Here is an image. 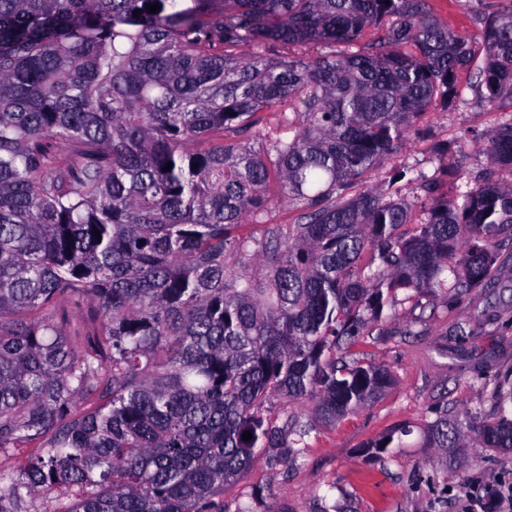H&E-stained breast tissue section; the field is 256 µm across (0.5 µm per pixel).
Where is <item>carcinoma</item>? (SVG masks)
I'll return each mask as SVG.
<instances>
[{
    "label": "carcinoma",
    "instance_id": "1",
    "mask_svg": "<svg viewBox=\"0 0 512 512\" xmlns=\"http://www.w3.org/2000/svg\"><path fill=\"white\" fill-rule=\"evenodd\" d=\"M270 41L330 51L273 63ZM474 65L483 106L512 94V0L478 37L426 0H0V454L35 444L0 473V512L58 489L71 501L47 512H224L260 458L300 455L307 429L273 398L326 423L378 399L389 372L350 348L397 291L460 298L512 250V122L478 135L490 167L453 171L451 195L410 167L407 196L351 194ZM271 111L293 117L238 139ZM273 179L300 220L242 234ZM421 433L512 448V409L476 428L443 410Z\"/></svg>",
    "mask_w": 512,
    "mask_h": 512
}]
</instances>
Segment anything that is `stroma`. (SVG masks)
Instances as JSON below:
<instances>
[{
    "instance_id": "35a3bbf8",
    "label": "stroma",
    "mask_w": 512,
    "mask_h": 512,
    "mask_svg": "<svg viewBox=\"0 0 512 512\" xmlns=\"http://www.w3.org/2000/svg\"><path fill=\"white\" fill-rule=\"evenodd\" d=\"M500 0H428L431 16L461 32L480 33L483 19ZM457 83L462 103L439 108L421 121L431 139L411 137L373 177L382 180L402 164L430 173L437 168L478 171L489 160L470 140L512 119V97L496 107L476 102V73L462 71ZM456 139L461 153L438 157L433 139ZM363 364L384 366L392 386L377 401L327 425L311 402L275 398L272 416L301 417L309 433L296 465H257L224 489L227 512L242 503L252 512H464V491L474 482L512 481V450L465 448L444 459L436 448L421 447L420 427L435 411L449 416L487 411L499 398L498 383H512V258H501L490 288H476L445 305L416 307L399 300L395 318L360 337L353 348ZM409 426L406 445L384 458L366 456L368 442L398 426Z\"/></svg>"
}]
</instances>
